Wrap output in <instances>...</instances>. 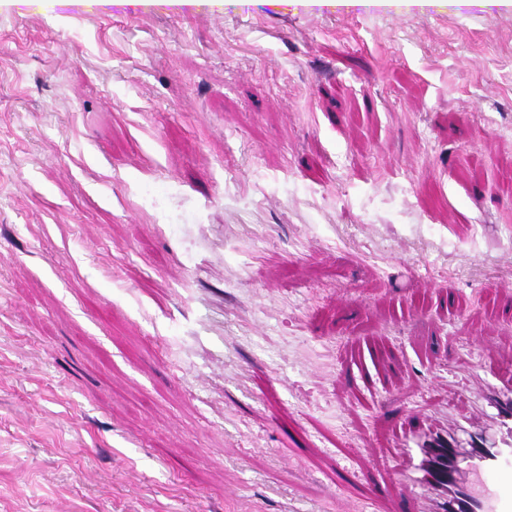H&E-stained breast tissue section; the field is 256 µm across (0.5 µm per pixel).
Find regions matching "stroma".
Instances as JSON below:
<instances>
[{"label": "stroma", "mask_w": 512, "mask_h": 512, "mask_svg": "<svg viewBox=\"0 0 512 512\" xmlns=\"http://www.w3.org/2000/svg\"><path fill=\"white\" fill-rule=\"evenodd\" d=\"M512 369V0H0V512H373Z\"/></svg>", "instance_id": "stroma-1"}]
</instances>
